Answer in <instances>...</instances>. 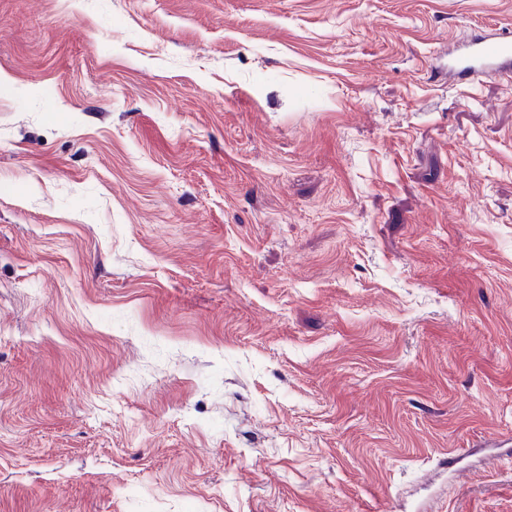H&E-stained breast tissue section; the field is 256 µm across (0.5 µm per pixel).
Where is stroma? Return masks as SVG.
<instances>
[{"label": "stroma", "mask_w": 512, "mask_h": 512, "mask_svg": "<svg viewBox=\"0 0 512 512\" xmlns=\"http://www.w3.org/2000/svg\"><path fill=\"white\" fill-rule=\"evenodd\" d=\"M503 28L0 0V512H512ZM465 75H497L512 72V40L506 33L477 37L465 51L452 60Z\"/></svg>", "instance_id": "1"}]
</instances>
